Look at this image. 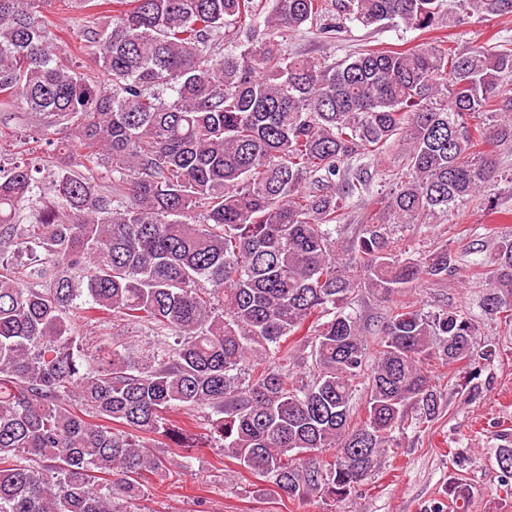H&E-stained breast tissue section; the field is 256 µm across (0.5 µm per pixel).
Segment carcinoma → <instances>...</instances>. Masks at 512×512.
<instances>
[{
    "label": "carcinoma",
    "mask_w": 512,
    "mask_h": 512,
    "mask_svg": "<svg viewBox=\"0 0 512 512\" xmlns=\"http://www.w3.org/2000/svg\"><path fill=\"white\" fill-rule=\"evenodd\" d=\"M52 2L0 0V109L23 104L44 132L12 130L0 164V512H130L172 464L155 448H220L276 494L342 502L408 409L441 414L429 367L481 396L497 349L472 316L402 303L370 343L354 302L444 280L483 248L402 250L394 229L480 193L488 215L512 214L490 194L494 149H512V48L331 62L284 45L335 43L351 23L430 33L512 0H112L102 25L96 0H62L90 17L85 66L53 51ZM229 30L247 43L223 52ZM397 145L387 198L344 247L342 219ZM485 267L483 311L512 313V239ZM111 323L144 344L86 347L84 327ZM496 461L507 487L512 446Z\"/></svg>",
    "instance_id": "cac0c4a2"
}]
</instances>
